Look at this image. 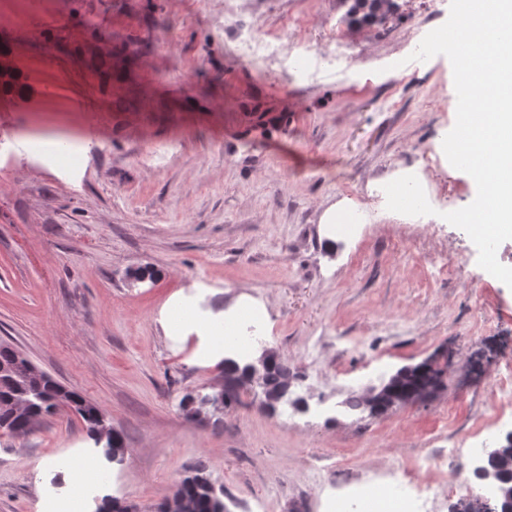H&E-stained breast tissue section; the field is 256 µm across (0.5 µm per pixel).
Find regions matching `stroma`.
<instances>
[{
    "mask_svg": "<svg viewBox=\"0 0 512 512\" xmlns=\"http://www.w3.org/2000/svg\"><path fill=\"white\" fill-rule=\"evenodd\" d=\"M227 1L50 0L51 25L36 10L0 29V64L14 69L0 85V342L105 410L127 451L103 491L142 512L200 462L226 512H330L337 484L377 490L426 453L470 489L451 499L417 473L424 512L488 496L457 451L485 422L512 430V407L490 392L512 364V289L443 218L477 188L442 149L456 121L449 59L411 58L450 0H397L374 26L351 23L342 0H232L235 16ZM236 20L305 45L273 67L247 61ZM19 53L51 56L77 111L40 116ZM40 135L56 164L23 150ZM72 138L92 143L75 161ZM406 174L434 214L387 210L384 185ZM334 204L355 223H322ZM450 262L461 278L438 275ZM175 298L198 323L162 322ZM245 298L265 307L251 356L287 359L308 409L272 414L244 392L192 418L185 396L224 382L211 327ZM443 352L435 398L379 417L346 407ZM93 454L67 410L22 436L0 430V512H50L55 499L86 512L83 488L57 472Z\"/></svg>",
    "mask_w": 512,
    "mask_h": 512,
    "instance_id": "1",
    "label": "stroma"
}]
</instances>
